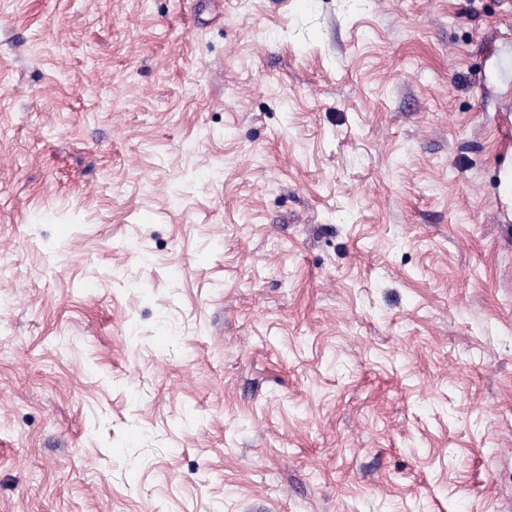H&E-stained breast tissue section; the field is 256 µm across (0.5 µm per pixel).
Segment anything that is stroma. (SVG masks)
I'll list each match as a JSON object with an SVG mask.
<instances>
[{
	"instance_id": "1",
	"label": "stroma",
	"mask_w": 512,
	"mask_h": 512,
	"mask_svg": "<svg viewBox=\"0 0 512 512\" xmlns=\"http://www.w3.org/2000/svg\"><path fill=\"white\" fill-rule=\"evenodd\" d=\"M512 0H0V512H512Z\"/></svg>"
}]
</instances>
